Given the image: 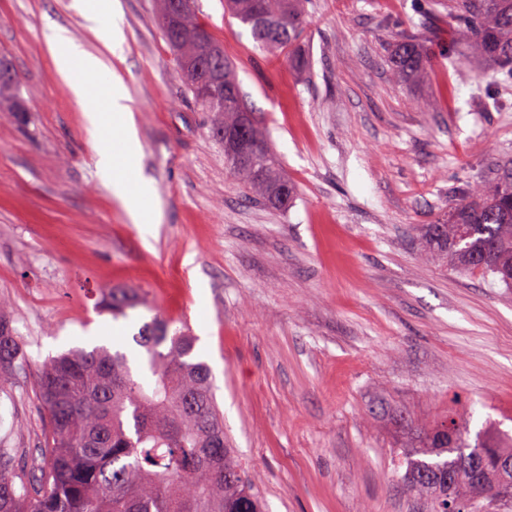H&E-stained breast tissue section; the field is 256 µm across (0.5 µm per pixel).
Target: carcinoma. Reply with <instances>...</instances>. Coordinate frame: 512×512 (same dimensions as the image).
I'll use <instances>...</instances> for the list:
<instances>
[{
    "mask_svg": "<svg viewBox=\"0 0 512 512\" xmlns=\"http://www.w3.org/2000/svg\"><path fill=\"white\" fill-rule=\"evenodd\" d=\"M228 14L250 28L264 53L292 50L295 66L305 70L309 57L299 49L304 28L301 0H224ZM159 0L161 28L179 72L204 112L212 113V133L224 142V156L240 151L233 137L248 111L234 66L222 55V92L203 96L195 75L210 50H224L213 34L201 38L207 25L192 0ZM456 44L468 42L474 56L497 67L512 80V0H448ZM430 60L426 47L410 38L397 43L391 65L407 82L418 80ZM8 59L0 56V101L21 112L16 79ZM247 166L230 163L244 191L264 203L286 208L296 188L276 163L266 132L253 120L246 128ZM423 252L457 267L491 273L512 285V166L494 165L491 175L474 184L436 224L421 234ZM144 305L138 291H110L104 306L115 317ZM135 344L142 349L133 374L126 349L106 344L90 350L72 348L45 360L38 376V395L45 411L48 441L43 465L30 480L14 465L12 449L0 448V512H266V503L248 479L224 437L209 366L195 357L197 337L185 328L170 331L157 316L142 326ZM25 367L24 345L0 301V394ZM471 413L452 415L400 445L403 479L430 512H490L492 505L512 509V490L493 472L497 457L512 447L479 433L469 441ZM480 452L488 476L479 485L470 458ZM453 471V489L441 479Z\"/></svg>",
    "mask_w": 512,
    "mask_h": 512,
    "instance_id": "obj_1",
    "label": "carcinoma"
}]
</instances>
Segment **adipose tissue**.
<instances>
[{"label":"adipose tissue","instance_id":"adipose-tissue-1","mask_svg":"<svg viewBox=\"0 0 512 512\" xmlns=\"http://www.w3.org/2000/svg\"><path fill=\"white\" fill-rule=\"evenodd\" d=\"M76 9L109 50L121 48L123 16L114 0H77ZM48 29V48L75 99L83 102L93 95L98 100L95 107L85 112L88 123L96 130H112L122 143L117 152L109 142L97 145L96 166L100 177L113 194L126 202L133 222L142 225L144 233H151L153 224L160 220V211L154 201L151 180L135 166L139 143L130 121L122 78L103 58L86 51L71 38L66 28L52 23Z\"/></svg>","mask_w":512,"mask_h":512}]
</instances>
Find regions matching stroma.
<instances>
[{"label":"stroma","instance_id":"stroma-1","mask_svg":"<svg viewBox=\"0 0 512 512\" xmlns=\"http://www.w3.org/2000/svg\"><path fill=\"white\" fill-rule=\"evenodd\" d=\"M125 41L106 53L74 0H0V55L27 107L0 112V300L29 362L0 399V444L34 475L47 355L118 337L161 314L187 324L247 473L269 512H428L396 446L473 408L471 432L512 435V288L420 259L418 227L512 162V83L450 66L440 0H306L301 48L260 55L224 0L195 8L233 61L298 192L275 210L242 191L179 77L155 0H119ZM67 28L121 76L161 220L142 236L96 173L94 136L45 38ZM425 41L423 80L401 83L396 40ZM148 308L101 313L109 289Z\"/></svg>","mask_w":512,"mask_h":512}]
</instances>
